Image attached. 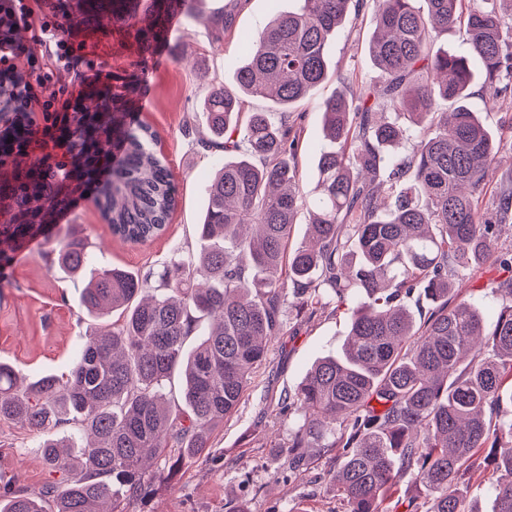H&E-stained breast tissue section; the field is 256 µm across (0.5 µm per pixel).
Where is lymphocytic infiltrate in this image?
I'll use <instances>...</instances> for the list:
<instances>
[{
  "mask_svg": "<svg viewBox=\"0 0 512 512\" xmlns=\"http://www.w3.org/2000/svg\"><path fill=\"white\" fill-rule=\"evenodd\" d=\"M14 28L30 31L28 42L0 34V74L18 78L16 92L0 94V112L23 113L28 123H41L46 140L65 138L67 116L85 100L87 90L103 76L89 59L77 20L67 19L49 0H11Z\"/></svg>",
  "mask_w": 512,
  "mask_h": 512,
  "instance_id": "lymphocytic-infiltrate-1",
  "label": "lymphocytic infiltrate"
}]
</instances>
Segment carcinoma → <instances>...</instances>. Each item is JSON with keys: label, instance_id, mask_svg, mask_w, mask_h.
Here are the masks:
<instances>
[{"label": "carcinoma", "instance_id": "obj_1", "mask_svg": "<svg viewBox=\"0 0 512 512\" xmlns=\"http://www.w3.org/2000/svg\"><path fill=\"white\" fill-rule=\"evenodd\" d=\"M140 0H67V15L95 25L116 13L134 18ZM239 0L213 18L230 31ZM298 7L248 39L235 87L203 101L208 135L198 144L224 154L208 189L200 250L175 253L159 272L89 269L87 237L58 238L50 267L86 276L81 307L97 319L66 379L27 383L0 362V421L35 437L34 453L53 481L33 492L15 477L0 483V512H132L146 488L178 473L212 447L213 430L235 412L280 334L288 310L347 306L348 338L319 360L281 408L299 416L288 440V475L309 448L336 452L326 471L347 512H390L404 479L432 494L426 512H481L458 487L463 466L485 453L512 477V421L492 423L512 403V278L488 283L500 299L486 322L462 292L465 271L494 260L512 225V176L484 189L503 146L469 104L512 107V0H296ZM375 17L366 50L380 80L337 74L323 100L328 146L316 161V193L304 190L300 130L291 108L333 74L328 47L349 14ZM155 22L137 33L146 47L164 16L193 15V0H153ZM457 27L466 50L431 49L433 35ZM247 98L280 108L252 112ZM448 103L451 111H440ZM0 160L27 154L20 112H0ZM70 162L21 168L0 183V263L44 232L69 196L96 181L110 144L121 151L95 203L112 236L133 245L161 237L178 202L150 127H132L112 95L69 115ZM309 213L304 243L288 251L297 215ZM434 303L418 322L406 304L415 289ZM456 303L448 306V295ZM198 337L191 349L187 340ZM183 372L182 403L167 385ZM84 431L63 449L57 432ZM489 512H512V480L493 486Z\"/></svg>", "mask_w": 512, "mask_h": 512}]
</instances>
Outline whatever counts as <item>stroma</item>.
<instances>
[{
	"label": "stroma",
	"instance_id": "1",
	"mask_svg": "<svg viewBox=\"0 0 512 512\" xmlns=\"http://www.w3.org/2000/svg\"><path fill=\"white\" fill-rule=\"evenodd\" d=\"M224 4L225 0H198L193 16H180L181 34L165 36L158 43L167 59L163 65L155 64L153 52L141 51L133 36L110 20L82 34L91 59L115 74L111 89L125 101L127 123L155 131L156 149L178 190V204L165 235L135 246L113 238L93 194H84L80 205L68 211L65 223L88 235L94 267L158 271L173 253L197 247L196 226L215 168L213 153L196 143L205 131L203 99L211 88L234 86L236 72L247 57L243 35L262 29L288 8V0H242L235 27L219 35L212 19ZM372 29L370 8L348 15L330 45L333 64L355 66L359 78L376 79L377 71L359 42ZM337 88L336 81H327L314 98L294 107L301 117L299 167L310 189L316 185L315 164L324 144L318 105ZM144 96L151 99L145 112L139 108ZM46 249L38 237L24 254H12L5 268L7 285L0 288V362L18 366L30 380L67 374L85 334L96 325L80 306L83 279L49 270ZM506 276L492 262L468 272L464 286L486 319H493L498 311V301L486 285ZM347 334L345 315L330 309L287 316L237 412L213 431L209 455L186 464L168 481L154 484L136 504V512H231L241 505L247 512H294L298 507L305 512H346L345 503L336 499L324 480L328 455L313 454L295 480L284 479L282 449L296 419L281 414L279 403L319 357L341 350ZM32 445V435L22 426L0 422V475L17 476L36 490L49 475Z\"/></svg>",
	"mask_w": 512,
	"mask_h": 512
}]
</instances>
